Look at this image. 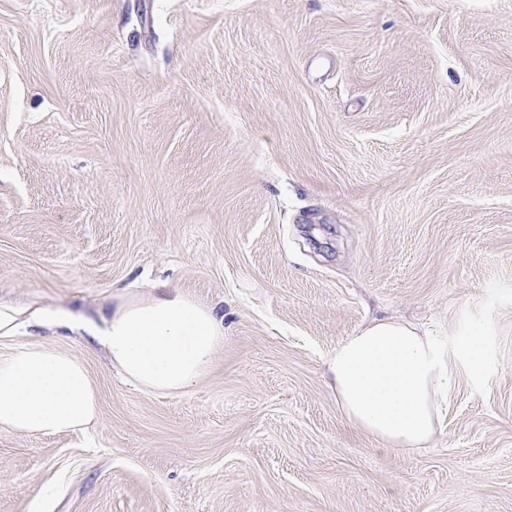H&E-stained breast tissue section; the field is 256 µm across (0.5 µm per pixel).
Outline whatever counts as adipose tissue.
<instances>
[{"label": "adipose tissue", "instance_id": "obj_1", "mask_svg": "<svg viewBox=\"0 0 512 512\" xmlns=\"http://www.w3.org/2000/svg\"><path fill=\"white\" fill-rule=\"evenodd\" d=\"M114 367L138 386L171 395L190 390L224 342V320L185 294L119 295L103 327H89ZM326 376L347 420L370 440L410 456L442 420L453 375L443 346L417 326L375 319L339 342ZM99 416L85 363L44 344L0 356V428L25 435L82 433Z\"/></svg>", "mask_w": 512, "mask_h": 512}]
</instances>
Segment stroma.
<instances>
[{
  "mask_svg": "<svg viewBox=\"0 0 512 512\" xmlns=\"http://www.w3.org/2000/svg\"><path fill=\"white\" fill-rule=\"evenodd\" d=\"M159 282L224 319L181 395L29 322ZM0 305L100 398L0 429V512H512V0H0ZM389 317L454 378L410 458L325 376Z\"/></svg>",
  "mask_w": 512,
  "mask_h": 512,
  "instance_id": "obj_1",
  "label": "stroma"
}]
</instances>
